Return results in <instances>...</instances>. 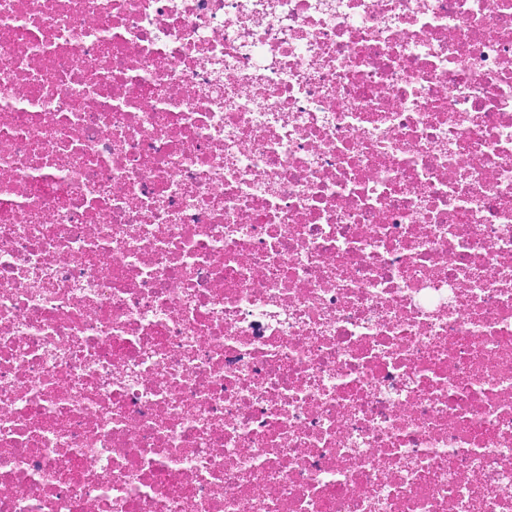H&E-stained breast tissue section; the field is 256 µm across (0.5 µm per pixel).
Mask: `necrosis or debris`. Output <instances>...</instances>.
I'll use <instances>...</instances> for the list:
<instances>
[{
	"label": "necrosis or debris",
	"mask_w": 512,
	"mask_h": 512,
	"mask_svg": "<svg viewBox=\"0 0 512 512\" xmlns=\"http://www.w3.org/2000/svg\"><path fill=\"white\" fill-rule=\"evenodd\" d=\"M0 512H512V0H0Z\"/></svg>",
	"instance_id": "necrosis-or-debris-1"
}]
</instances>
